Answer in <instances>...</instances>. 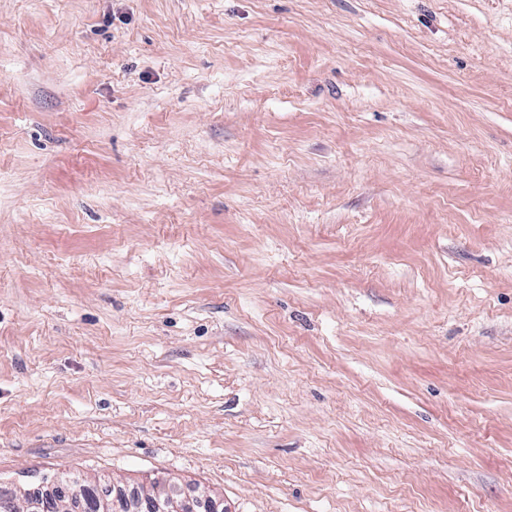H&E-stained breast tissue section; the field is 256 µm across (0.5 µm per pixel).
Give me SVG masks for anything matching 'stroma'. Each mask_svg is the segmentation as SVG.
<instances>
[{"mask_svg":"<svg viewBox=\"0 0 512 512\" xmlns=\"http://www.w3.org/2000/svg\"><path fill=\"white\" fill-rule=\"evenodd\" d=\"M512 512V0H0V487Z\"/></svg>","mask_w":512,"mask_h":512,"instance_id":"35a3bbf8","label":"stroma"}]
</instances>
